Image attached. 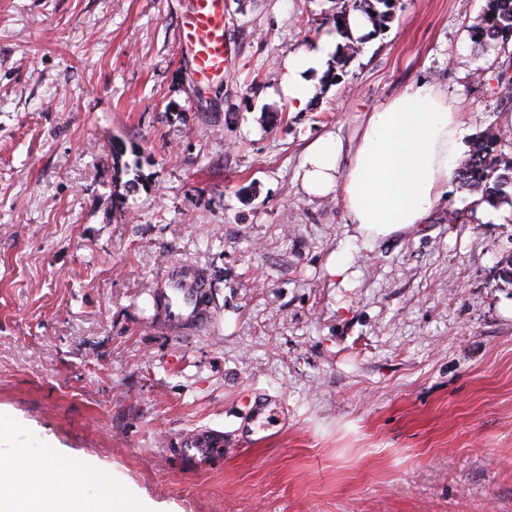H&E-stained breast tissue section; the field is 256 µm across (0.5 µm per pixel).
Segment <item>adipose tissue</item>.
<instances>
[{
	"mask_svg": "<svg viewBox=\"0 0 512 512\" xmlns=\"http://www.w3.org/2000/svg\"><path fill=\"white\" fill-rule=\"evenodd\" d=\"M372 29L364 14L350 13L349 37ZM345 37L322 36L285 60L280 94L290 111L306 110L317 75ZM468 134L460 99L421 80L363 113L351 144L331 135L312 140L296 178L309 196L336 197L358 238L376 241L427 223L451 187ZM97 482L95 472L69 470L50 450L37 459L0 455V512H123L111 492H93Z\"/></svg>",
	"mask_w": 512,
	"mask_h": 512,
	"instance_id": "ef3b65f1",
	"label": "adipose tissue"
}]
</instances>
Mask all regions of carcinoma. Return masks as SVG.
Returning a JSON list of instances; mask_svg holds the SVG:
<instances>
[{"mask_svg": "<svg viewBox=\"0 0 512 512\" xmlns=\"http://www.w3.org/2000/svg\"><path fill=\"white\" fill-rule=\"evenodd\" d=\"M350 9L361 11L371 17L374 32L383 30L398 7V0H349ZM472 42L485 46L491 42L512 40V0H487L481 22L471 33ZM499 136L486 132L478 136L471 145L468 159L457 172L460 183L482 192L483 201L493 205L512 197L507 188H512V165L500 172L495 145Z\"/></svg>", "mask_w": 512, "mask_h": 512, "instance_id": "1", "label": "carcinoma"}]
</instances>
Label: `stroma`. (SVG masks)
<instances>
[{"instance_id":"35a3bbf8","label":"stroma","mask_w":512,"mask_h":512,"mask_svg":"<svg viewBox=\"0 0 512 512\" xmlns=\"http://www.w3.org/2000/svg\"><path fill=\"white\" fill-rule=\"evenodd\" d=\"M485 4L400 0L292 112L283 62L341 0H224L204 92L188 0H0V447L55 448L129 512H512V203L455 182L365 245L294 179L310 141L421 79L471 136L498 130L512 45L472 43ZM176 266L206 275L205 329L155 323ZM199 429L228 449L205 470L178 451Z\"/></svg>"}]
</instances>
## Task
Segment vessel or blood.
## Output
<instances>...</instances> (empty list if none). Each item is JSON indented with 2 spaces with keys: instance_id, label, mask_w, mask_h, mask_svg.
I'll return each instance as SVG.
<instances>
[{
  "instance_id": "1",
  "label": "vessel or blood",
  "mask_w": 512,
  "mask_h": 512,
  "mask_svg": "<svg viewBox=\"0 0 512 512\" xmlns=\"http://www.w3.org/2000/svg\"><path fill=\"white\" fill-rule=\"evenodd\" d=\"M181 47L199 83L210 84L224 75L227 46L224 37V0H189L182 20ZM208 282L193 270H180L168 278L156 294L158 323L179 333L208 325ZM181 452L197 467H205L223 452L224 434L213 429L196 430L181 439Z\"/></svg>"
}]
</instances>
